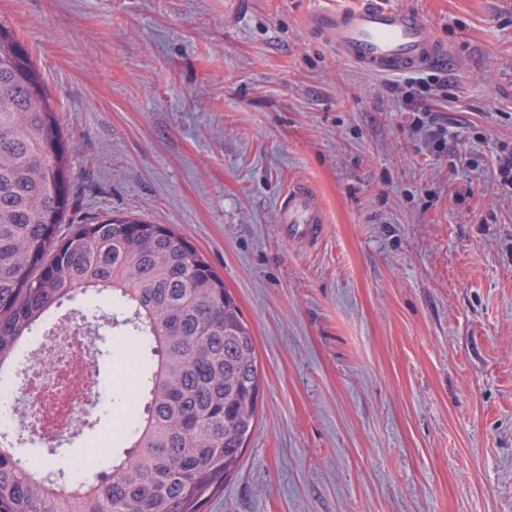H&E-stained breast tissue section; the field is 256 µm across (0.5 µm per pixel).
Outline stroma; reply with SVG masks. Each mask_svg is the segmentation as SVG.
I'll return each mask as SVG.
<instances>
[{"mask_svg":"<svg viewBox=\"0 0 512 512\" xmlns=\"http://www.w3.org/2000/svg\"><path fill=\"white\" fill-rule=\"evenodd\" d=\"M387 2L454 57L424 96L315 36L321 0H0L73 145L71 219L174 225L255 338L257 422L204 512H512V0ZM299 183L312 242L278 222ZM114 396L29 444L45 473ZM279 224H286L288 236L308 241L320 237L325 217L314 194L304 185L289 189L280 201Z\"/></svg>","mask_w":512,"mask_h":512,"instance_id":"obj_1","label":"stroma"}]
</instances>
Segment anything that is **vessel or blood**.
<instances>
[{
	"instance_id": "b4317fda",
	"label": "vessel or blood",
	"mask_w": 512,
	"mask_h": 512,
	"mask_svg": "<svg viewBox=\"0 0 512 512\" xmlns=\"http://www.w3.org/2000/svg\"><path fill=\"white\" fill-rule=\"evenodd\" d=\"M309 28L339 56L378 76L444 69L450 59L447 45L423 14L386 6L383 0H345L318 8L309 17ZM280 221L289 236L313 241L325 217L310 189L299 185L282 197Z\"/></svg>"
}]
</instances>
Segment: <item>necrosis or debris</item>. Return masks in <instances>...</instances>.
<instances>
[{
	"instance_id": "obj_1",
	"label": "necrosis or debris",
	"mask_w": 512,
	"mask_h": 512,
	"mask_svg": "<svg viewBox=\"0 0 512 512\" xmlns=\"http://www.w3.org/2000/svg\"><path fill=\"white\" fill-rule=\"evenodd\" d=\"M93 343L91 331L69 322L32 336L16 370L0 376V405L8 409L0 431L22 447L32 436L50 447L79 426L105 390Z\"/></svg>"
}]
</instances>
